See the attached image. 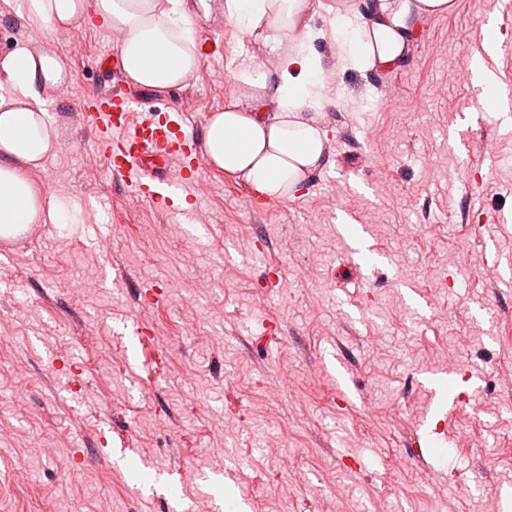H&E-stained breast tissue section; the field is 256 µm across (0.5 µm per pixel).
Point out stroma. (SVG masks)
<instances>
[{
    "label": "stroma",
    "mask_w": 512,
    "mask_h": 512,
    "mask_svg": "<svg viewBox=\"0 0 512 512\" xmlns=\"http://www.w3.org/2000/svg\"><path fill=\"white\" fill-rule=\"evenodd\" d=\"M322 2L328 165L284 201L201 165L180 218L82 121L110 30L0 27V53L48 38L70 70L33 174L55 220L0 242V512H512V13L456 0L363 73L333 69ZM194 35L216 50L185 87L133 95L202 127L251 45L220 17Z\"/></svg>",
    "instance_id": "stroma-1"
}]
</instances>
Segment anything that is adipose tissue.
<instances>
[{"instance_id":"adipose-tissue-1","label":"adipose tissue","mask_w":512,"mask_h":512,"mask_svg":"<svg viewBox=\"0 0 512 512\" xmlns=\"http://www.w3.org/2000/svg\"><path fill=\"white\" fill-rule=\"evenodd\" d=\"M455 0H336L331 36L338 68L378 72L399 67L419 24L453 10ZM120 30L125 81L145 90L182 88L199 68L194 24L224 15L247 34L255 50L277 57L274 71L254 73L242 62L241 91L204 128L207 163L239 177L262 197L282 200L328 162L321 126L325 66L313 49L320 36L310 21L311 0H20L19 17L51 32L87 13ZM67 63L50 41L0 55V239L9 241L44 221L46 192L31 173L59 147L42 107L44 91L67 86Z\"/></svg>"}]
</instances>
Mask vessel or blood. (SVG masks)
Here are the masks:
<instances>
[{"mask_svg": "<svg viewBox=\"0 0 512 512\" xmlns=\"http://www.w3.org/2000/svg\"><path fill=\"white\" fill-rule=\"evenodd\" d=\"M81 111L98 133L111 176L130 185L134 198L179 212L202 160L186 113L157 108L139 120L132 100L102 88L83 98Z\"/></svg>", "mask_w": 512, "mask_h": 512, "instance_id": "1", "label": "vessel or blood"}]
</instances>
